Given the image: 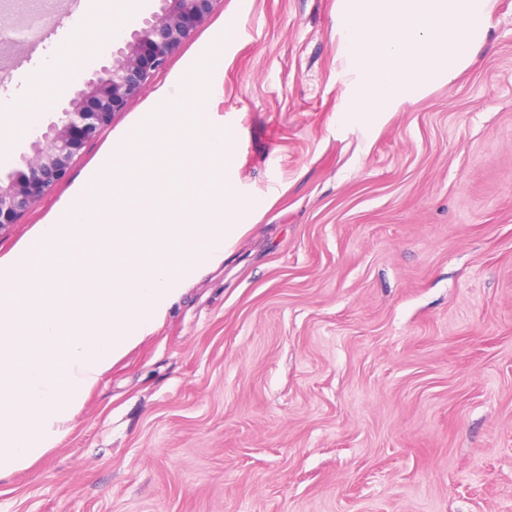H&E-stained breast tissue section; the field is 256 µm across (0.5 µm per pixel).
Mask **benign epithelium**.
<instances>
[{
    "mask_svg": "<svg viewBox=\"0 0 512 512\" xmlns=\"http://www.w3.org/2000/svg\"><path fill=\"white\" fill-rule=\"evenodd\" d=\"M219 0H160L159 10L133 29L112 62L93 71L57 120L38 130L21 168L0 178V231L48 196L68 175L76 153L103 135L173 53L211 16Z\"/></svg>",
    "mask_w": 512,
    "mask_h": 512,
    "instance_id": "benign-epithelium-1",
    "label": "benign epithelium"
}]
</instances>
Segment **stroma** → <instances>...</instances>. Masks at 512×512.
I'll return each mask as SVG.
<instances>
[{
	"instance_id": "obj_1",
	"label": "stroma",
	"mask_w": 512,
	"mask_h": 512,
	"mask_svg": "<svg viewBox=\"0 0 512 512\" xmlns=\"http://www.w3.org/2000/svg\"><path fill=\"white\" fill-rule=\"evenodd\" d=\"M13 44L0 144L18 166L58 83L129 36L94 0H44ZM338 0H219L126 111L212 43L224 171L249 225L223 267L104 374L73 428L0 481V512H512V0L475 61L364 124L347 95ZM88 60L80 75L59 44ZM0 232L11 251L105 148Z\"/></svg>"
}]
</instances>
